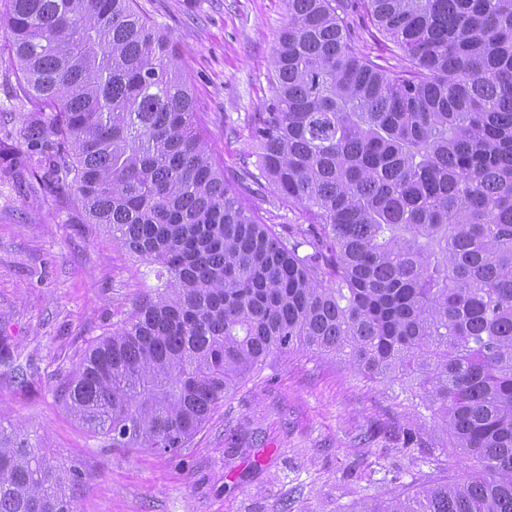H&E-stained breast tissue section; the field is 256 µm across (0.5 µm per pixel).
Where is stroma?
<instances>
[{
    "label": "stroma",
    "mask_w": 512,
    "mask_h": 512,
    "mask_svg": "<svg viewBox=\"0 0 512 512\" xmlns=\"http://www.w3.org/2000/svg\"><path fill=\"white\" fill-rule=\"evenodd\" d=\"M164 29L188 78L213 158L234 176L255 166L251 128L275 91L271 60L288 22L286 0H138ZM356 46L394 69L400 57L361 16ZM0 60V341L24 382L0 366V421L38 436L55 462L76 470L78 512H355L422 484L465 480L473 457L416 415L405 383L368 379L347 362L301 351L272 357L213 413L185 448H111L78 422L56 387L85 350L157 280L149 267L85 223L73 194L31 171L45 152L22 135L33 115L8 95ZM281 233L307 228L270 185L252 193ZM419 428L418 448L403 429Z\"/></svg>",
    "instance_id": "stroma-1"
}]
</instances>
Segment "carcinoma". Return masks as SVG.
Instances as JSON below:
<instances>
[{"mask_svg": "<svg viewBox=\"0 0 512 512\" xmlns=\"http://www.w3.org/2000/svg\"><path fill=\"white\" fill-rule=\"evenodd\" d=\"M260 167L211 157L174 50L136 0H0L48 177L160 285L56 391L114 448L174 452L267 360L310 351L417 381L467 481L358 512H512V0H287ZM267 181L311 233L245 194ZM74 475L0 424V512H76ZM352 26L354 28L356 46L361 53L369 56L376 63L390 68H398L401 66L402 61L400 57L391 52L389 48L393 45L384 39L374 28L366 23V18L358 14L352 15Z\"/></svg>", "mask_w": 512, "mask_h": 512, "instance_id": "carcinoma-1", "label": "carcinoma"}]
</instances>
